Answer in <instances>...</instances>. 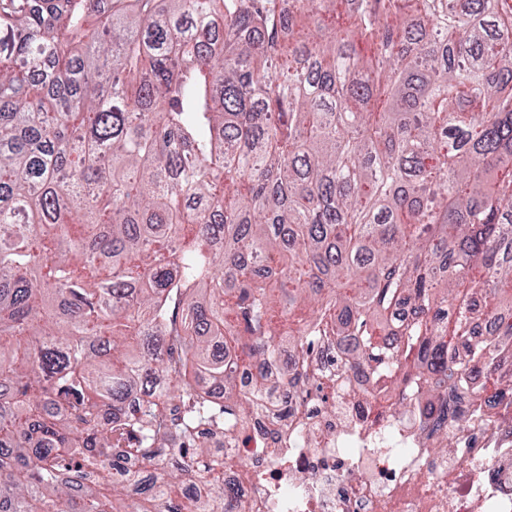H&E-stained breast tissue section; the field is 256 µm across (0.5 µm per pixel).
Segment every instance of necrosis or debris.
Segmentation results:
<instances>
[{
	"mask_svg": "<svg viewBox=\"0 0 512 512\" xmlns=\"http://www.w3.org/2000/svg\"><path fill=\"white\" fill-rule=\"evenodd\" d=\"M335 393V410L300 407L271 449L227 461L233 512H512V407L437 432L412 410L371 424L368 376Z\"/></svg>",
	"mask_w": 512,
	"mask_h": 512,
	"instance_id": "necrosis-or-debris-1",
	"label": "necrosis or debris"
}]
</instances>
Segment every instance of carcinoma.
<instances>
[{
  "mask_svg": "<svg viewBox=\"0 0 512 512\" xmlns=\"http://www.w3.org/2000/svg\"><path fill=\"white\" fill-rule=\"evenodd\" d=\"M349 370L512 406V0H0V512H211Z\"/></svg>",
  "mask_w": 512,
  "mask_h": 512,
  "instance_id": "carcinoma-1",
  "label": "carcinoma"
}]
</instances>
